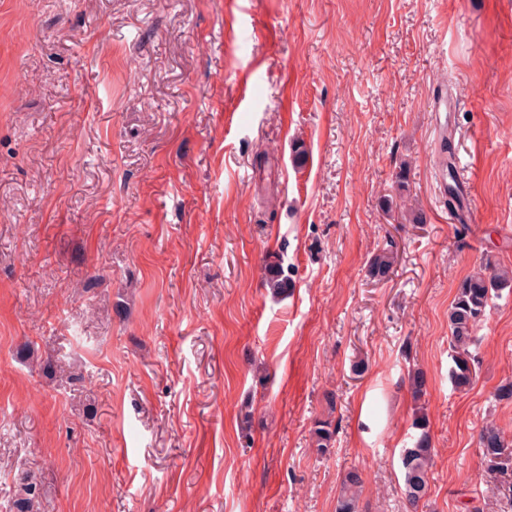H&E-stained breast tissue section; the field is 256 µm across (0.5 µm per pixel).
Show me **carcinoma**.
Returning <instances> with one entry per match:
<instances>
[{"instance_id":"carcinoma-1","label":"carcinoma","mask_w":512,"mask_h":512,"mask_svg":"<svg viewBox=\"0 0 512 512\" xmlns=\"http://www.w3.org/2000/svg\"><path fill=\"white\" fill-rule=\"evenodd\" d=\"M394 264L393 252L384 249L378 252L371 265L370 275L386 277ZM512 283V271L486 259L479 271L464 278L457 287L451 308L448 312L450 348L453 367L451 379L458 388L471 384L474 355L470 348L475 345V326L486 312V308L498 291ZM265 286L277 294H283L292 287L288 277L282 274L279 266L270 267ZM414 428L418 433L413 437L412 447L404 450L401 456L404 488L403 494L410 505L416 506L427 489L428 472L432 459V448L425 415L415 419ZM336 426L329 419L315 423L313 437L315 451L325 454L332 448ZM485 472L493 489L503 490L499 478L512 471V441L506 440L503 433L494 426H487L480 434ZM363 486L362 474L357 469L345 473L341 490L336 499V512H359V493Z\"/></svg>"}]
</instances>
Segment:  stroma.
Returning <instances> with one entry per match:
<instances>
[{"mask_svg":"<svg viewBox=\"0 0 512 512\" xmlns=\"http://www.w3.org/2000/svg\"><path fill=\"white\" fill-rule=\"evenodd\" d=\"M488 257L512 268V0H0L6 512H335L353 468L360 512H512L479 445L512 441V286L449 377ZM512 283L511 269H505L486 258L479 271L464 278L457 287L448 312L450 348L454 366L451 379L458 388L471 384L475 345V326L498 291ZM509 284V285H508ZM414 428L419 432L413 437L412 447L405 448L401 456V466L403 494L409 504L416 507L426 493L432 448L424 414L415 419ZM335 434L336 426L333 425L332 420H318L315 423L313 437L316 445L314 449L317 454H326L330 451L335 440Z\"/></svg>","mask_w":512,"mask_h":512,"instance_id":"obj_1","label":"stroma"}]
</instances>
